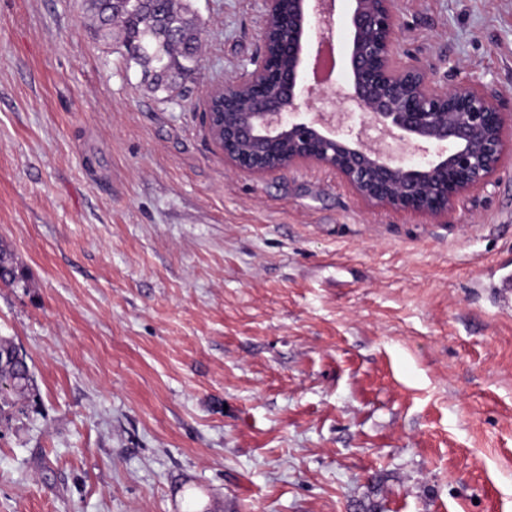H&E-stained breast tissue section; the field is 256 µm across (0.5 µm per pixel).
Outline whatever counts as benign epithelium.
Instances as JSON below:
<instances>
[{"mask_svg": "<svg viewBox=\"0 0 512 512\" xmlns=\"http://www.w3.org/2000/svg\"><path fill=\"white\" fill-rule=\"evenodd\" d=\"M337 2L263 0L261 60L207 89L208 134L235 170L265 175L311 161L370 203L439 218L492 183L512 146V113L479 83L440 88L419 66H395L394 0H347L348 81L328 94L319 60L333 47L323 40L312 57L307 38L333 31ZM347 112L360 114L359 127L345 124Z\"/></svg>", "mask_w": 512, "mask_h": 512, "instance_id": "benign-epithelium-1", "label": "benign epithelium"}]
</instances>
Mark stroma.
I'll list each match as a JSON object with an SVG mask.
<instances>
[{
	"label": "stroma",
	"mask_w": 512,
	"mask_h": 512,
	"mask_svg": "<svg viewBox=\"0 0 512 512\" xmlns=\"http://www.w3.org/2000/svg\"><path fill=\"white\" fill-rule=\"evenodd\" d=\"M153 91L88 0H0V512H512V156L440 219L232 170L207 88L261 0H191ZM395 66L512 112V0H396ZM16 348L11 341L0 339V380L10 382V393L21 395L32 386V375L25 355L14 356Z\"/></svg>",
	"instance_id": "stroma-1"
}]
</instances>
